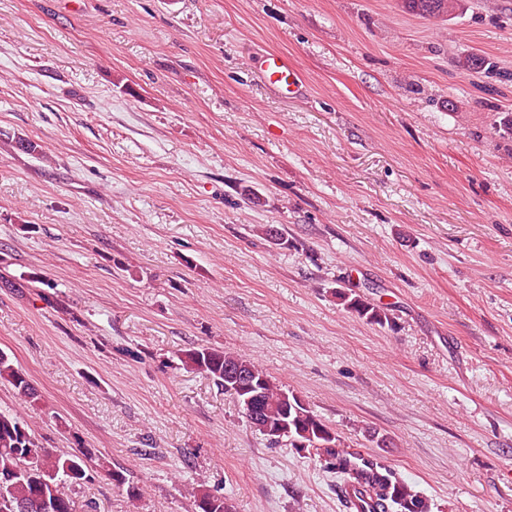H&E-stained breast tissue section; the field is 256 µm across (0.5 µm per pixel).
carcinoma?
<instances>
[{
	"mask_svg": "<svg viewBox=\"0 0 512 512\" xmlns=\"http://www.w3.org/2000/svg\"><path fill=\"white\" fill-rule=\"evenodd\" d=\"M403 8L423 18H447L461 8V0H402ZM467 71L502 76L497 66L482 54H470L459 61ZM340 304L359 318L381 327L392 323L389 309L363 296L336 290ZM184 368L211 379L233 393L240 408L242 394L235 391L230 372H242L262 383V420L251 423L264 432L265 421H277L285 429V439L298 452L317 460L323 468L341 479L339 489L349 488L354 498H367L376 505L374 512H431L429 500L404 481L377 455L365 454L346 446L342 437L301 399L274 382L253 360L209 347H196L181 354ZM0 383L8 384L26 403H38V393L27 375L0 351ZM93 456L90 450L63 451L45 446L18 414L0 410V512H17L19 505L36 499L49 501L54 512H73L72 494L89 477ZM104 475L128 496H141L140 488L126 476L99 465ZM192 512H228L224 495L205 486L192 488Z\"/></svg>",
	"mask_w": 512,
	"mask_h": 512,
	"instance_id": "cac0c4a2",
	"label": "carcinoma"
}]
</instances>
